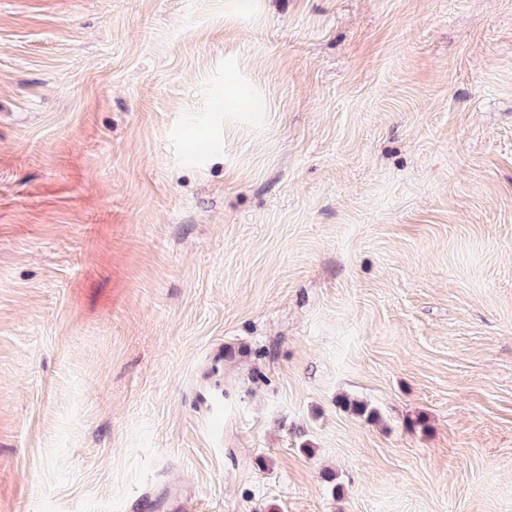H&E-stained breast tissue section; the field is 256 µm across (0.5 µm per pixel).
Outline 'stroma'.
I'll use <instances>...</instances> for the list:
<instances>
[{"label": "stroma", "mask_w": 512, "mask_h": 512, "mask_svg": "<svg viewBox=\"0 0 512 512\" xmlns=\"http://www.w3.org/2000/svg\"><path fill=\"white\" fill-rule=\"evenodd\" d=\"M170 492L512 512V0H0V512Z\"/></svg>", "instance_id": "35a3bbf8"}]
</instances>
